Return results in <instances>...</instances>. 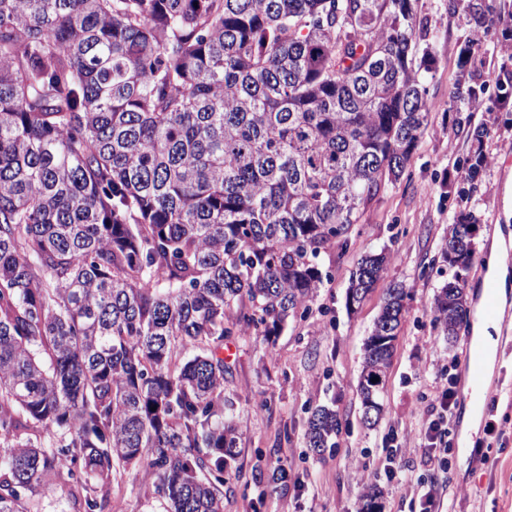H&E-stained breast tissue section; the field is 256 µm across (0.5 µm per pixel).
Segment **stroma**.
I'll return each instance as SVG.
<instances>
[{"mask_svg":"<svg viewBox=\"0 0 512 512\" xmlns=\"http://www.w3.org/2000/svg\"><path fill=\"white\" fill-rule=\"evenodd\" d=\"M427 23L417 34L431 53L429 97L434 106L399 182L386 185L365 208L346 252L322 256L331 278L320 288L305 317L289 323L274 342L250 332L224 346L226 415L241 428L238 455L223 487L224 512H358L367 484L380 487L379 512H410L426 467L420 450L422 411L432 392L451 386L454 409L448 431L450 479L441 500L451 512H512V299L499 317L495 364L488 373L492 396L472 417L462 360L469 326L444 336L430 303L454 270L440 258L448 226L463 211L479 219L475 257L466 272L470 306H478L476 284L496 232L512 231V126L498 107L497 84L512 79V48L500 33L471 56L475 82L485 84L480 105H449L448 90L459 71L461 48L473 34L464 13L449 12L446 0H420ZM486 136H478V129ZM482 151L488 163L476 188L460 197L463 161ZM390 250L383 280L356 309L346 291L358 259ZM411 293L376 424L362 421L358 379L363 346L390 284ZM336 410L342 432L335 447L316 457L306 447L309 407ZM394 461L411 475L407 485L387 480ZM287 468L290 480L268 494L266 477ZM156 475L146 465L120 469L112 482L107 512H166L156 493Z\"/></svg>","mask_w":512,"mask_h":512,"instance_id":"35a3bbf8","label":"stroma"}]
</instances>
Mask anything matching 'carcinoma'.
I'll return each instance as SVG.
<instances>
[{"mask_svg": "<svg viewBox=\"0 0 512 512\" xmlns=\"http://www.w3.org/2000/svg\"><path fill=\"white\" fill-rule=\"evenodd\" d=\"M417 0H0V512L76 483L105 512L146 460L168 512H224L239 432L224 419V340L304 317L351 228L400 180L432 106ZM475 39L498 0H448ZM449 91L476 102L466 70ZM487 164L466 161L474 184ZM473 212L442 248L433 300L469 311ZM387 254L363 256L361 304ZM386 289L364 345L362 405L380 411L400 326ZM336 411L307 419L315 455Z\"/></svg>", "mask_w": 512, "mask_h": 512, "instance_id": "carcinoma-1", "label": "carcinoma"}]
</instances>
